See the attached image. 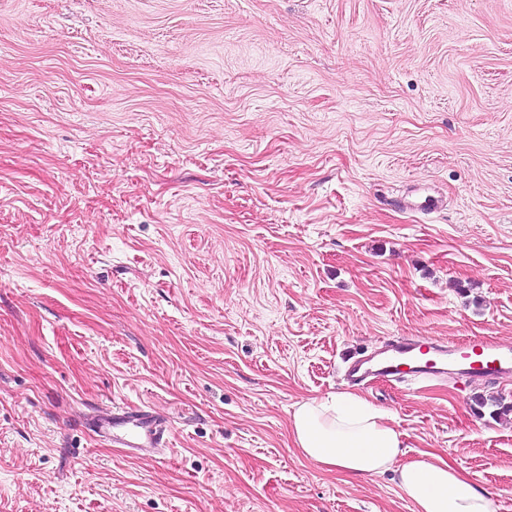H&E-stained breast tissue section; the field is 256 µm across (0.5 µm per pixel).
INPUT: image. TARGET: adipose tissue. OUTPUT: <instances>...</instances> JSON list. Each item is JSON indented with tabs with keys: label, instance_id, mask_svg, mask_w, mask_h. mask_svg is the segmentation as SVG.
<instances>
[{
	"label": "adipose tissue",
	"instance_id": "adipose-tissue-1",
	"mask_svg": "<svg viewBox=\"0 0 512 512\" xmlns=\"http://www.w3.org/2000/svg\"><path fill=\"white\" fill-rule=\"evenodd\" d=\"M291 434L302 456L352 478L394 473L414 512H494L486 492L430 453L405 460L393 413L360 395L340 392L296 403Z\"/></svg>",
	"mask_w": 512,
	"mask_h": 512
}]
</instances>
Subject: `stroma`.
Returning <instances> with one entry per match:
<instances>
[{
    "label": "stroma",
    "instance_id": "obj_1",
    "mask_svg": "<svg viewBox=\"0 0 512 512\" xmlns=\"http://www.w3.org/2000/svg\"><path fill=\"white\" fill-rule=\"evenodd\" d=\"M389 336L512 344V0H0V512H413L290 430ZM359 393L512 512V381ZM398 206L411 211L429 214L440 210L443 207V200L439 196L426 193L416 196L412 200H404L402 203H398ZM94 433L104 441L123 448L133 457L163 453L167 448L169 425L151 410L139 407H106L92 418Z\"/></svg>",
    "mask_w": 512,
    "mask_h": 512
}]
</instances>
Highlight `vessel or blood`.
I'll return each mask as SVG.
<instances>
[{"label": "vessel or blood", "instance_id": "obj_1", "mask_svg": "<svg viewBox=\"0 0 512 512\" xmlns=\"http://www.w3.org/2000/svg\"><path fill=\"white\" fill-rule=\"evenodd\" d=\"M455 372L467 380L512 377V346L480 337L450 344L425 336H394L376 352L354 361L346 372L349 383L370 378L423 380ZM94 433L133 457L163 453L169 426L154 412L139 407H106L92 419Z\"/></svg>", "mask_w": 512, "mask_h": 512}]
</instances>
